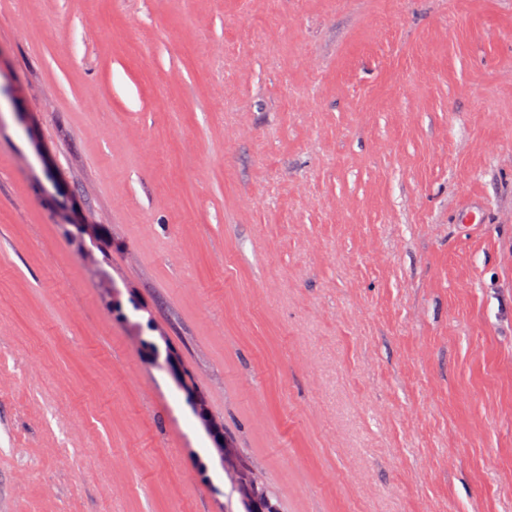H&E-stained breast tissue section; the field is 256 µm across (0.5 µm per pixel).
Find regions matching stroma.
<instances>
[{"instance_id":"35a3bbf8","label":"stroma","mask_w":512,"mask_h":512,"mask_svg":"<svg viewBox=\"0 0 512 512\" xmlns=\"http://www.w3.org/2000/svg\"><path fill=\"white\" fill-rule=\"evenodd\" d=\"M144 335L279 512H512V0H0V512H245Z\"/></svg>"}]
</instances>
